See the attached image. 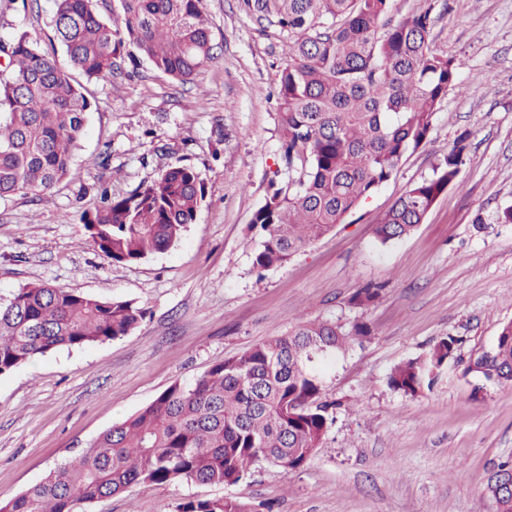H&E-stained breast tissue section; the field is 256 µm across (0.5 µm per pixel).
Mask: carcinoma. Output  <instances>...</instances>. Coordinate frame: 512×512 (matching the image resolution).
I'll use <instances>...</instances> for the list:
<instances>
[{
    "label": "carcinoma",
    "instance_id": "cac0c4a2",
    "mask_svg": "<svg viewBox=\"0 0 512 512\" xmlns=\"http://www.w3.org/2000/svg\"><path fill=\"white\" fill-rule=\"evenodd\" d=\"M97 0H54L53 28L70 66L89 79L123 68L137 54L184 83L218 59L204 0H117L105 20ZM391 0H246L258 18L288 33L280 72L278 154L288 182H271L250 225L260 237L258 275L288 263L332 231L429 141L441 101L457 87L460 65L429 45L425 9L393 24ZM0 200L40 197L67 175L91 103L57 57L18 29L0 39ZM466 146L459 141L430 178L398 197L375 233L387 243L409 235L454 184ZM206 188L191 166L167 168L129 196L100 204L80 221L89 242L118 263H139L171 248L195 223ZM367 285L351 302H376ZM143 308L47 283L0 296V376L59 348H81L131 334ZM371 335L364 323L299 324L213 365L101 433L38 484L0 502V512H77L81 504L142 483L233 485L265 462L303 467L332 424L320 365ZM461 339L440 338L424 356L391 372L388 384L415 395L437 380ZM465 374L512 385V321L470 356ZM177 512H254L242 501L191 498Z\"/></svg>",
    "mask_w": 512,
    "mask_h": 512
}]
</instances>
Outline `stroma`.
<instances>
[{
    "label": "stroma",
    "mask_w": 512,
    "mask_h": 512,
    "mask_svg": "<svg viewBox=\"0 0 512 512\" xmlns=\"http://www.w3.org/2000/svg\"><path fill=\"white\" fill-rule=\"evenodd\" d=\"M398 20L431 8V47L455 58L458 87L441 102L428 144L345 223L257 277L259 238L249 228L270 181L288 179L277 156L276 88L288 37L260 23L243 0H204L213 65L179 84L147 62L85 80L92 103L70 172L52 192L0 201V295L48 283L147 312L131 335L59 349L0 376V501L40 482L102 432L174 383L300 323H368L367 340L321 367L335 421L311 461L285 470L252 467L235 485L140 484L79 512H174L194 498H230L258 512H493L484 488L512 459V387L464 375L512 320V0H392ZM53 0H0V38L23 26L64 58ZM467 135L465 161L409 236L381 243L379 218L429 178ZM189 165L206 196L180 241L149 259L114 262L87 240L79 220L100 189L122 198L167 167ZM483 215V225L473 219ZM370 283L382 297L358 307ZM461 340L434 386L392 389V370L442 337Z\"/></svg>",
    "instance_id": "obj_1"
}]
</instances>
